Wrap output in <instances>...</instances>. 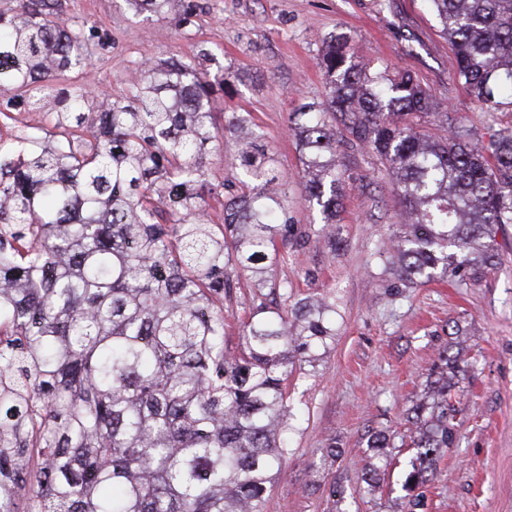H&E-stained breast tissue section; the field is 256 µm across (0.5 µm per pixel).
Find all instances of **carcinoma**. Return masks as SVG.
<instances>
[{"mask_svg":"<svg viewBox=\"0 0 512 512\" xmlns=\"http://www.w3.org/2000/svg\"><path fill=\"white\" fill-rule=\"evenodd\" d=\"M166 14L171 0H131ZM458 61V78L487 111L512 93V0H428ZM63 0L0 8L6 77L0 117L47 109L39 137L0 143V512H266L281 474L288 382L336 340L332 306L251 305L241 346L225 348L224 300L268 279L279 247L305 235L288 219L283 176L243 116L240 193L210 221L198 194L217 139L215 55L159 60L127 92L96 100L79 80L108 39L62 21ZM328 93L292 114L307 150L305 190L336 223L344 173L337 148L388 170L401 231L393 249L415 284L493 258L494 227L512 224V130L479 146L436 134L431 92L407 69L370 73L339 34L319 62ZM339 120L336 135L329 119ZM168 197L164 221L156 202ZM53 270L50 278L43 276ZM445 356L430 395L406 416L414 454L402 488L408 512L437 461L455 447Z\"/></svg>","mask_w":512,"mask_h":512,"instance_id":"carcinoma-1","label":"carcinoma"}]
</instances>
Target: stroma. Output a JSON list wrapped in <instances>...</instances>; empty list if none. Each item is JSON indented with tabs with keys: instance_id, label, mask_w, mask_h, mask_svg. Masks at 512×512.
Listing matches in <instances>:
<instances>
[{
	"instance_id": "35a3bbf8",
	"label": "stroma",
	"mask_w": 512,
	"mask_h": 512,
	"mask_svg": "<svg viewBox=\"0 0 512 512\" xmlns=\"http://www.w3.org/2000/svg\"><path fill=\"white\" fill-rule=\"evenodd\" d=\"M193 6L185 30L170 15L135 14L127 0H67L109 35L111 46L83 77L96 96H119L142 62L214 53L229 76L216 126L231 113L252 117L287 182L288 215L308 235L281 249L275 279L290 303L315 296L333 306L336 340L288 385L297 416L267 512H404L410 469L405 416L422 400L445 353H461L454 392L457 444L439 460L425 512H512V224L498 227L496 259L477 278L451 275L404 285L383 242L399 231L398 205L383 165L362 151H339L345 173L336 235L323 231L303 190L304 156L290 129L301 104L325 100L319 57L331 35L346 34L373 70L406 68L430 89L438 111L469 138L490 143L512 126V105L487 112L457 75V57L427 0H175ZM232 140L215 142L201 196L211 219L240 177ZM391 439L379 489L361 469L369 436Z\"/></svg>"
}]
</instances>
